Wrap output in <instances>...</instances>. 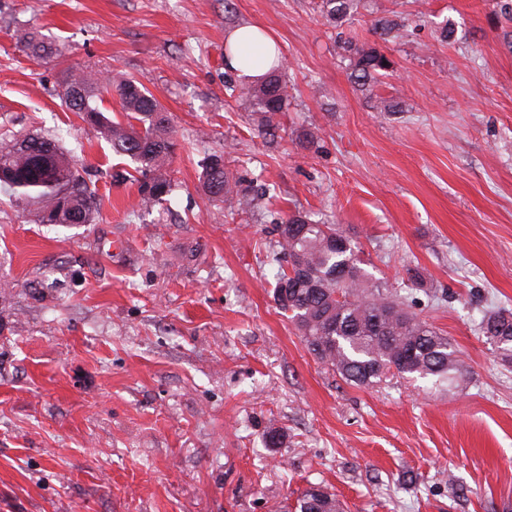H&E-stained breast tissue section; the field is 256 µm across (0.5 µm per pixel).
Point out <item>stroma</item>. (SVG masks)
I'll return each instance as SVG.
<instances>
[{"instance_id":"obj_1","label":"stroma","mask_w":512,"mask_h":512,"mask_svg":"<svg viewBox=\"0 0 512 512\" xmlns=\"http://www.w3.org/2000/svg\"><path fill=\"white\" fill-rule=\"evenodd\" d=\"M319 2L0 0V133L62 135L100 196L90 232L0 202V512H281L311 483L347 512H512V364L478 331L483 311L512 309V48L496 0H366L351 35L390 60L376 92L404 104L394 113L353 84ZM392 12L404 35L379 44L370 21ZM234 23L283 56L278 143L225 93ZM32 30L52 54L25 49ZM89 68L139 80L170 113L167 208L134 218L127 161L63 104ZM229 141L275 211L205 200L199 162ZM297 206L339 220L371 280L448 336L460 386L355 387L308 351L264 279Z\"/></svg>"}]
</instances>
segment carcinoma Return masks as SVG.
<instances>
[{
    "instance_id": "obj_1",
    "label": "carcinoma",
    "mask_w": 512,
    "mask_h": 512,
    "mask_svg": "<svg viewBox=\"0 0 512 512\" xmlns=\"http://www.w3.org/2000/svg\"><path fill=\"white\" fill-rule=\"evenodd\" d=\"M362 0H320V12L336 29V42L350 53V78L371 92L390 69L388 58L374 47H359L345 26L358 14ZM374 33L384 41L401 37L404 25L378 18ZM31 54L46 52L37 31L23 37ZM226 95L242 100L261 115L264 135L276 137L275 116L288 109L286 74L274 68L258 82L247 83L228 70ZM118 96L121 118L110 116L104 96ZM62 101L112 152L132 165L125 172L136 185L132 215L150 213L170 202L175 190L169 172L179 149L167 112L158 99L133 78L111 80L85 70L66 81ZM228 151L201 161V191L208 202L237 213L270 203L271 189L258 191L227 166ZM0 188L10 203L31 208L38 224H81L99 218V195L87 167L78 163L53 136L17 132L0 136ZM278 239L270 253L271 292L277 308L294 321L316 359L354 386H369L388 374L428 379L436 385L464 380L465 369L447 336L410 311L398 294L370 281L360 250L340 225L295 211L276 225ZM480 331L505 363H512V312L482 315ZM294 512H345L344 503L325 487L311 484L293 505Z\"/></svg>"
}]
</instances>
